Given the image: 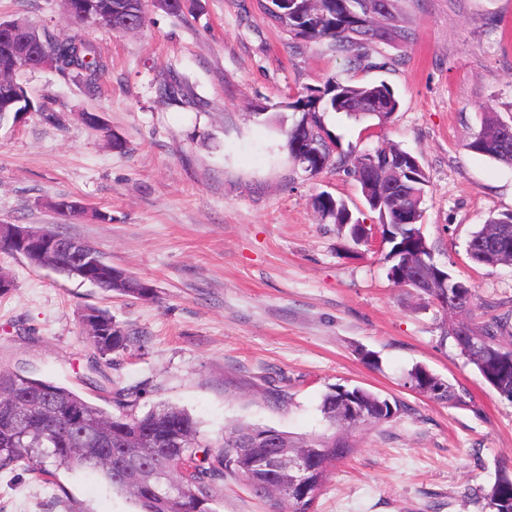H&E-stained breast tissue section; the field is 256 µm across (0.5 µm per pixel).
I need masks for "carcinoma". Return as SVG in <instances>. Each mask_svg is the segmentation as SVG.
<instances>
[{
  "label": "carcinoma",
  "instance_id": "1",
  "mask_svg": "<svg viewBox=\"0 0 512 512\" xmlns=\"http://www.w3.org/2000/svg\"><path fill=\"white\" fill-rule=\"evenodd\" d=\"M95 8L90 23L112 28L110 7L122 5L128 14L144 18L143 0H94ZM277 11L267 16L295 38L309 42L326 41L336 52L346 56L356 68L368 57L369 46L375 41L400 42L407 38V30L395 11L394 0H322L318 14L310 13L307 0H281ZM39 45L37 55L50 57L56 72L83 75L88 89L97 87L107 64L97 48L81 31L60 38L33 29ZM34 67V59L18 53L14 38L0 32V122L15 120L17 112L47 113L44 105L26 98L10 103L6 93L16 82L15 75ZM399 107L390 85L384 81L357 84L351 80L331 78L323 88L311 91L288 104L300 113L293 125L285 131V148L292 161L299 155L312 156V171L316 176L334 168L356 176L359 168L378 158L385 149L356 153L343 150L339 138L327 125L331 112L344 113L356 120L376 119L387 123ZM503 123L492 112L481 113L480 130L468 142L470 151L498 162L512 165V147L501 148ZM336 146V155L326 163L319 156H328V143ZM405 180L413 192L393 196V202L381 197L394 176L384 169L377 170L372 180L357 179L369 208L383 218L382 210L390 204L408 210L410 224L393 231L394 239L387 241L390 250L385 259L397 265L409 262L415 267L431 260L426 251L415 250L416 235L422 223V203L427 192L428 176L422 166L408 168ZM324 220L335 224L338 230H347L358 242L361 237L353 225L346 223L349 209L341 198L327 196L319 210ZM512 222V213L491 217L474 231L467 243L471 261L484 266L504 262L500 253L485 248L497 238L502 225ZM86 250L95 259L94 266L83 274L76 256L64 252L58 265L63 277L88 282L106 292L145 296L150 289L141 287V281L128 273L116 274L112 263L94 246ZM462 294L448 298L447 305L458 313L470 310L474 298L473 286L460 282ZM96 323L89 340L98 354L106 357L124 351L134 341L112 321V316L100 309H92ZM461 354L474 365L483 379L501 396L512 400V345L503 340L512 337L507 322L495 316L486 321H458L448 329ZM410 383L422 393L453 407L475 409V402L465 388H456L424 366L417 365L407 373ZM354 397L357 413L345 417L341 411L343 394ZM115 404L120 413L90 403L75 391L27 371L0 369V472L12 470L20 464L38 470L50 477L57 469L80 470L103 479L112 489L132 497L140 512H218V493L212 477L229 474L241 479L257 498L266 497L267 486L278 484L286 490L288 512H309L312 506L300 501L291 491L292 479L286 472L274 473L261 462V450L244 448V439L250 434L279 433L288 436L308 459L312 494H317L329 469L354 451L353 431L365 424H376L392 419L401 406L388 398L359 386L336 385L326 392L321 412L330 434L309 437L294 436L269 426L232 424L224 433L220 451L212 453L210 445L201 437L197 421L184 409L161 402L139 415L133 411V393L127 389L115 392ZM491 512H512V471L502 468L490 489L483 494Z\"/></svg>",
  "mask_w": 512,
  "mask_h": 512
}]
</instances>
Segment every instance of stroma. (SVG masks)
Instances as JSON below:
<instances>
[{
	"label": "stroma",
	"instance_id": "1",
	"mask_svg": "<svg viewBox=\"0 0 512 512\" xmlns=\"http://www.w3.org/2000/svg\"><path fill=\"white\" fill-rule=\"evenodd\" d=\"M397 5L410 40L373 44L372 66L351 70L326 44L273 26L262 0H185L177 16L145 0L142 26L128 32L76 25L63 0H0L1 20L58 37L81 30L107 63L94 93L77 72L17 73L57 118L33 112L0 127V222L59 225L150 288L108 293L0 252L14 284L0 295V367L34 372L111 412L118 388L137 391L140 413L179 406L214 445L230 422L327 432L320 404L329 387L362 386L401 411L354 430L356 451L331 468L315 512H489L480 491L500 465L512 466V401L461 355L448 314L388 280L380 234L357 244L321 219L313 200L327 192L374 230L378 214L354 176H309L284 147L283 130L298 118L287 104L298 95L336 76L386 81L399 99L386 125L368 133L333 113L329 129L345 148L394 142L418 157L435 262L474 286L475 320L512 315V265L466 255L480 224L512 212V166L467 148L482 111L512 126V0ZM175 80L178 94L162 98ZM87 113L123 151L85 124ZM63 198L82 203L79 219L54 209ZM91 308L136 343L100 358L83 324ZM419 364L466 388L475 410L411 389L407 373ZM214 485L219 512L270 510L233 476ZM0 512L137 506L83 472L58 470L48 485L21 465L0 472Z\"/></svg>",
	"mask_w": 512,
	"mask_h": 512
}]
</instances>
